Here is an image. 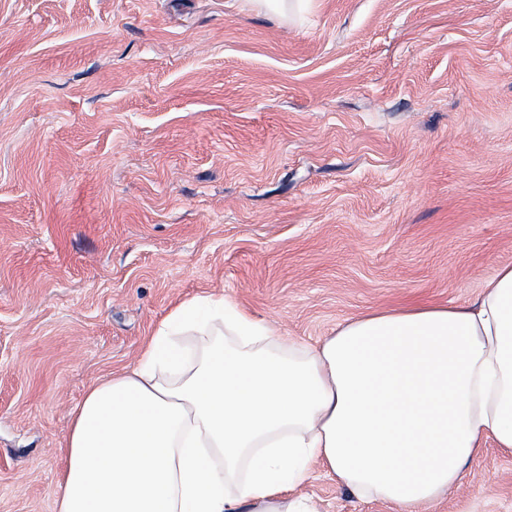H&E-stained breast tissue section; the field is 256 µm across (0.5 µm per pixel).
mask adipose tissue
Masks as SVG:
<instances>
[{
    "label": "adipose tissue",
    "instance_id": "adipose-tissue-1",
    "mask_svg": "<svg viewBox=\"0 0 512 512\" xmlns=\"http://www.w3.org/2000/svg\"><path fill=\"white\" fill-rule=\"evenodd\" d=\"M195 334L221 341L191 357L179 339ZM489 437L512 450L510 265L474 306L370 313L314 347L203 297L89 385L55 512H313L297 489L316 465L421 512Z\"/></svg>",
    "mask_w": 512,
    "mask_h": 512
}]
</instances>
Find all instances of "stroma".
<instances>
[{"instance_id":"35a3bbf8","label":"stroma","mask_w":512,"mask_h":512,"mask_svg":"<svg viewBox=\"0 0 512 512\" xmlns=\"http://www.w3.org/2000/svg\"><path fill=\"white\" fill-rule=\"evenodd\" d=\"M504 265L512 0H0V512H54L87 387L186 301L313 344ZM425 512H512V452ZM255 7L264 8L290 20L307 8L309 0H250Z\"/></svg>"}]
</instances>
